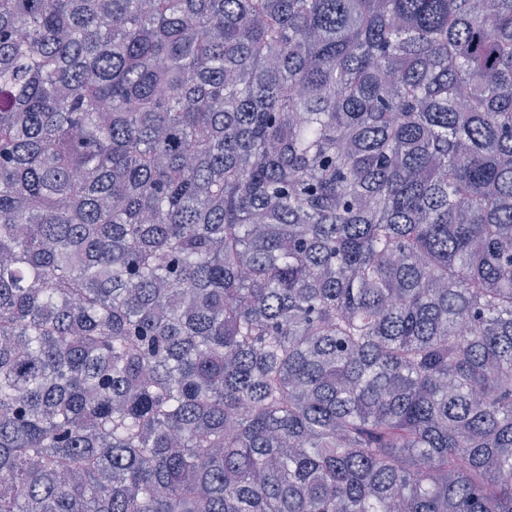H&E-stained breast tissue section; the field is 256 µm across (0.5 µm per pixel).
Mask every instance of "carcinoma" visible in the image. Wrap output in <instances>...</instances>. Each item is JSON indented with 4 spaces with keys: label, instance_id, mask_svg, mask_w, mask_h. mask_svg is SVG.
<instances>
[{
    "label": "carcinoma",
    "instance_id": "obj_1",
    "mask_svg": "<svg viewBox=\"0 0 512 512\" xmlns=\"http://www.w3.org/2000/svg\"><path fill=\"white\" fill-rule=\"evenodd\" d=\"M0 512H512V0H0Z\"/></svg>",
    "mask_w": 512,
    "mask_h": 512
}]
</instances>
